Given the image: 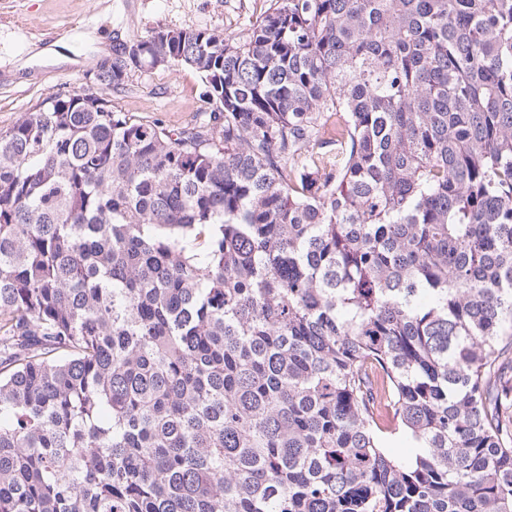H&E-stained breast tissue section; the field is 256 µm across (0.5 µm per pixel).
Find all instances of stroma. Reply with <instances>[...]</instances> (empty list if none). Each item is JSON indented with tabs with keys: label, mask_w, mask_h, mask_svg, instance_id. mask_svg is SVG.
I'll use <instances>...</instances> for the list:
<instances>
[{
	"label": "stroma",
	"mask_w": 512,
	"mask_h": 512,
	"mask_svg": "<svg viewBox=\"0 0 512 512\" xmlns=\"http://www.w3.org/2000/svg\"><path fill=\"white\" fill-rule=\"evenodd\" d=\"M272 0H0V56L9 65L0 78V129L34 112L49 96L91 89L88 72L111 55L112 37L152 28L237 32L259 20ZM90 33L70 42L72 24ZM199 75L172 67L135 73L128 89L111 94L114 111L171 128L201 122L207 110Z\"/></svg>",
	"instance_id": "35a3bbf8"
}]
</instances>
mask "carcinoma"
Instances as JSON below:
<instances>
[{"mask_svg": "<svg viewBox=\"0 0 512 512\" xmlns=\"http://www.w3.org/2000/svg\"><path fill=\"white\" fill-rule=\"evenodd\" d=\"M173 66L203 122L112 111ZM95 69L0 130V512H512V0H272Z\"/></svg>", "mask_w": 512, "mask_h": 512, "instance_id": "cac0c4a2", "label": "carcinoma"}]
</instances>
